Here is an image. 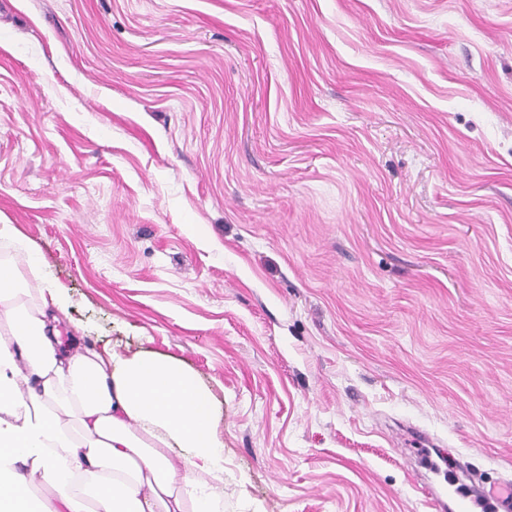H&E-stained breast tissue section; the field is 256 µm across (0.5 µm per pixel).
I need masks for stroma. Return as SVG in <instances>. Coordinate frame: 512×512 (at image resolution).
Segmentation results:
<instances>
[{
  "label": "stroma",
  "instance_id": "35a3bbf8",
  "mask_svg": "<svg viewBox=\"0 0 512 512\" xmlns=\"http://www.w3.org/2000/svg\"><path fill=\"white\" fill-rule=\"evenodd\" d=\"M1 224L210 390L224 512L512 482V0H0Z\"/></svg>",
  "mask_w": 512,
  "mask_h": 512
}]
</instances>
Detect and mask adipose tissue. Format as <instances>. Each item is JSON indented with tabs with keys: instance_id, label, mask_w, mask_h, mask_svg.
Masks as SVG:
<instances>
[{
	"instance_id": "1",
	"label": "adipose tissue",
	"mask_w": 512,
	"mask_h": 512,
	"mask_svg": "<svg viewBox=\"0 0 512 512\" xmlns=\"http://www.w3.org/2000/svg\"><path fill=\"white\" fill-rule=\"evenodd\" d=\"M0 269V512H223L224 445L196 376L143 351L71 347L68 308Z\"/></svg>"
}]
</instances>
